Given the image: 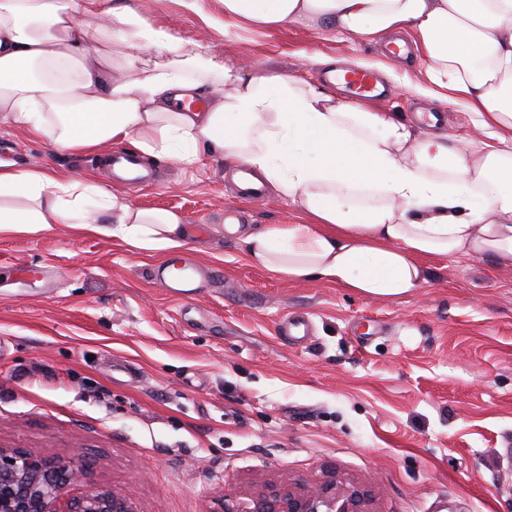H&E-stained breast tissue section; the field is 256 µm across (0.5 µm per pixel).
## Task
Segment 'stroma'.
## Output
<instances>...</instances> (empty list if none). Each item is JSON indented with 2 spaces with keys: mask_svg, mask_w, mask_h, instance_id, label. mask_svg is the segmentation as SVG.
I'll return each instance as SVG.
<instances>
[{
  "mask_svg": "<svg viewBox=\"0 0 512 512\" xmlns=\"http://www.w3.org/2000/svg\"><path fill=\"white\" fill-rule=\"evenodd\" d=\"M154 27L206 34L216 55L320 82L321 58L387 62L383 44L297 24H224L222 0H115ZM420 51L380 76L376 112L416 122L442 111L458 139L481 142L474 116L422 94ZM109 147L57 150L0 124V161L117 181ZM151 182L125 189L144 210H174L178 253L108 236L0 234V448L64 458L86 482L131 493L138 512H224L268 484L336 476L366 486L374 512H512V268L486 257L425 259L428 283L368 298L319 279L292 282L252 265L243 238L296 224L276 191L239 198L235 165L201 154L158 159ZM191 260L200 286L175 294L158 267ZM22 261L34 273L13 268ZM303 315L312 333H279Z\"/></svg>",
  "mask_w": 512,
  "mask_h": 512,
  "instance_id": "35a3bbf8",
  "label": "stroma"
}]
</instances>
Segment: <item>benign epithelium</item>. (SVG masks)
<instances>
[{
  "mask_svg": "<svg viewBox=\"0 0 512 512\" xmlns=\"http://www.w3.org/2000/svg\"><path fill=\"white\" fill-rule=\"evenodd\" d=\"M86 466L75 452L49 459L27 450L0 448V512H136L128 493L90 487L69 498L67 489L82 482ZM365 491L324 483L295 491L276 488L225 512H370Z\"/></svg>",
  "mask_w": 512,
  "mask_h": 512,
  "instance_id": "obj_1",
  "label": "benign epithelium"
}]
</instances>
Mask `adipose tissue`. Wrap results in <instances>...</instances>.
Returning a JSON list of instances; mask_svg holds the SVG:
<instances>
[{"label":"adipose tissue","instance_id":"1","mask_svg":"<svg viewBox=\"0 0 512 512\" xmlns=\"http://www.w3.org/2000/svg\"><path fill=\"white\" fill-rule=\"evenodd\" d=\"M101 4L0 0L1 122L74 153L128 142L152 158L191 163L205 148L247 165L305 220L249 233L245 256L294 282L397 299L427 284V256L512 266V0H224L238 25L409 33L434 97L475 115L478 145L217 56L205 35L175 36L129 9L112 8L117 28L89 39ZM203 86L215 101L186 108ZM56 224L164 254L188 239L178 212L136 208L86 176L0 164V233Z\"/></svg>","mask_w":512,"mask_h":512}]
</instances>
